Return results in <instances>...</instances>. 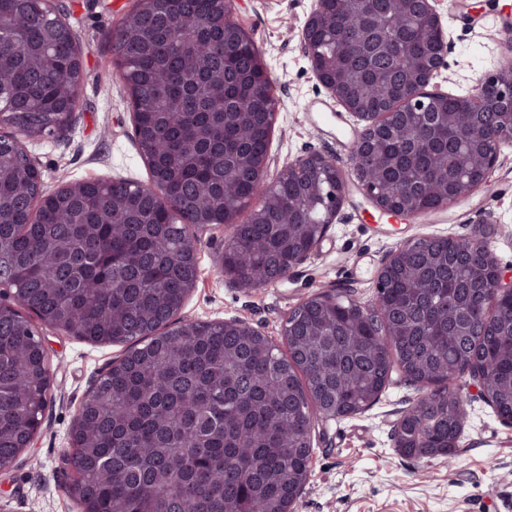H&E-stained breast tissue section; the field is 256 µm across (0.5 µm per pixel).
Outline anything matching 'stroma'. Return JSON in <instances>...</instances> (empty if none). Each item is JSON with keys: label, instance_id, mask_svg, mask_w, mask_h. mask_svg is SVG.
I'll return each instance as SVG.
<instances>
[{"label": "stroma", "instance_id": "obj_1", "mask_svg": "<svg viewBox=\"0 0 512 512\" xmlns=\"http://www.w3.org/2000/svg\"><path fill=\"white\" fill-rule=\"evenodd\" d=\"M468 0H434L448 33L447 65L431 90L467 94L512 50V0H483L477 16ZM316 0H235L234 18L252 38L273 80L279 106L269 144V175L312 153L348 167L359 122L315 78L301 29ZM83 51V78L72 130L63 138L30 140L26 150L47 188L85 180L148 182L135 138L132 106L112 60V32L133 0H53ZM199 278L180 311L194 321L238 319L281 342L282 324L302 298L353 290L369 300L384 256L404 239L488 235L503 267L512 268V145L503 146L489 184L464 206L413 221L382 215L350 183L347 197L318 252L292 280L246 291L216 266L223 229H194ZM53 373L49 404L34 445L0 471V512H83L60 482L57 466L84 398L122 344H94L45 330ZM467 416L453 462L418 459L394 446L393 425L417 399L415 388L391 376L379 400L361 414L317 424L308 478L295 512H512V425L477 395L470 375L459 380Z\"/></svg>", "mask_w": 512, "mask_h": 512}]
</instances>
